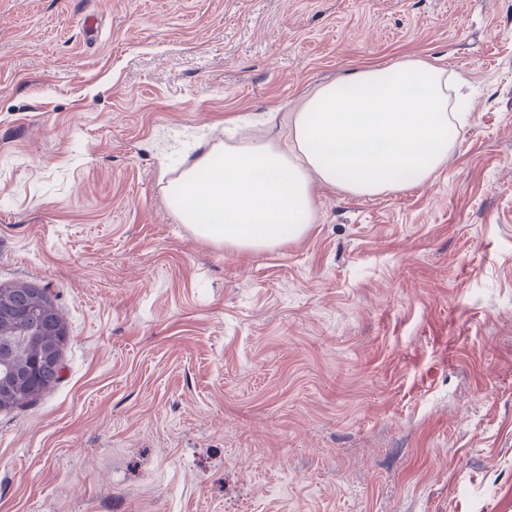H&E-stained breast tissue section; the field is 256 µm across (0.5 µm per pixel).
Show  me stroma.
I'll return each mask as SVG.
<instances>
[{"mask_svg":"<svg viewBox=\"0 0 512 512\" xmlns=\"http://www.w3.org/2000/svg\"><path fill=\"white\" fill-rule=\"evenodd\" d=\"M405 59L474 92L429 180H312L258 251L170 211L225 127ZM0 282L66 332L0 512H512V0H0Z\"/></svg>","mask_w":512,"mask_h":512,"instance_id":"1","label":"stroma"}]
</instances>
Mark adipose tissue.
Instances as JSON below:
<instances>
[{"label":"adipose tissue","mask_w":512,"mask_h":512,"mask_svg":"<svg viewBox=\"0 0 512 512\" xmlns=\"http://www.w3.org/2000/svg\"><path fill=\"white\" fill-rule=\"evenodd\" d=\"M454 77L421 59L366 66L320 86L295 112L288 141L220 144L186 170L170 209L202 239L267 249L302 235L311 177L358 196L428 180L448 158L462 114Z\"/></svg>","instance_id":"ef3b65f1"}]
</instances>
